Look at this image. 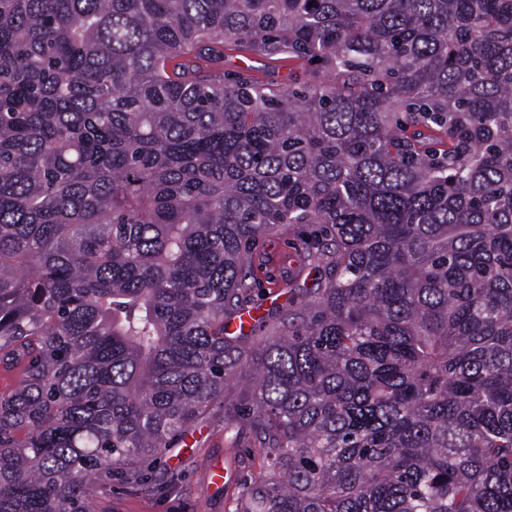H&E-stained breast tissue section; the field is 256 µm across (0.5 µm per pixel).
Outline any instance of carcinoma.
I'll return each instance as SVG.
<instances>
[{
  "label": "carcinoma",
  "mask_w": 512,
  "mask_h": 512,
  "mask_svg": "<svg viewBox=\"0 0 512 512\" xmlns=\"http://www.w3.org/2000/svg\"><path fill=\"white\" fill-rule=\"evenodd\" d=\"M0 366V512L145 487L234 380L233 512H512V0H0ZM224 48V70H245L256 81H273L280 87H287L291 79L301 72L298 62L288 60L285 55L259 57L240 50ZM293 238L288 232L271 236L262 249L273 255L272 264L258 273L262 291L254 296V307L264 313L270 300L273 306L288 308L290 295L288 283L297 288H315L319 272L313 266L305 265L292 245Z\"/></svg>",
  "instance_id": "cac0c4a2"
}]
</instances>
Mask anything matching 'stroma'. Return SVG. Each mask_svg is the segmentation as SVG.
Listing matches in <instances>:
<instances>
[{
    "label": "stroma",
    "mask_w": 512,
    "mask_h": 512,
    "mask_svg": "<svg viewBox=\"0 0 512 512\" xmlns=\"http://www.w3.org/2000/svg\"><path fill=\"white\" fill-rule=\"evenodd\" d=\"M223 67L282 87L299 73L296 61L286 56L263 58L233 49L225 50ZM292 242L289 233L279 232L264 245L273 261L258 274L261 289L254 304L259 309L287 307L290 287L316 285L318 271L304 264ZM259 464V445L248 428L226 423L224 407L218 404L191 430L189 444L167 450L161 472L148 488L130 489L117 480L99 482L95 512H230L244 480L258 472ZM212 466L219 468V478H209Z\"/></svg>",
    "instance_id": "obj_1"
}]
</instances>
